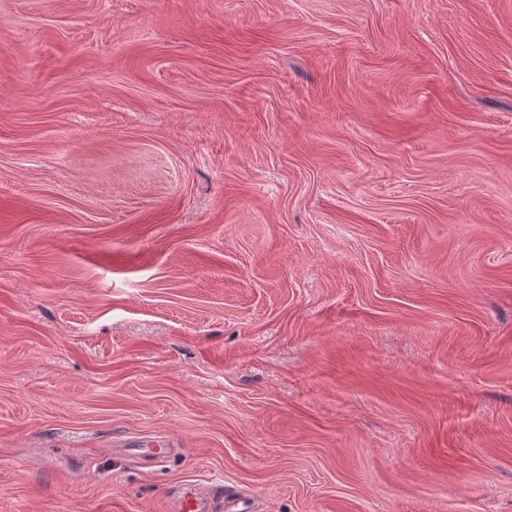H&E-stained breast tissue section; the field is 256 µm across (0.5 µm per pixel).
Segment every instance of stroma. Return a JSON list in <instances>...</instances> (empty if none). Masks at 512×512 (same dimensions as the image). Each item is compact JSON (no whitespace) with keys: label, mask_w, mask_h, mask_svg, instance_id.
Segmentation results:
<instances>
[{"label":"stroma","mask_w":512,"mask_h":512,"mask_svg":"<svg viewBox=\"0 0 512 512\" xmlns=\"http://www.w3.org/2000/svg\"><path fill=\"white\" fill-rule=\"evenodd\" d=\"M218 481L512 512V0H0V512Z\"/></svg>","instance_id":"obj_1"}]
</instances>
